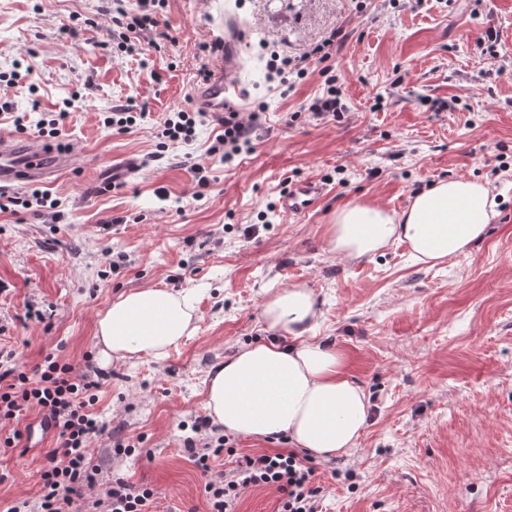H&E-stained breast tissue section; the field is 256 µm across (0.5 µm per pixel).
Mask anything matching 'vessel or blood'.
<instances>
[{
    "label": "vessel or blood",
    "instance_id": "obj_1",
    "mask_svg": "<svg viewBox=\"0 0 512 512\" xmlns=\"http://www.w3.org/2000/svg\"><path fill=\"white\" fill-rule=\"evenodd\" d=\"M216 22L224 28V40L231 46L223 60L215 67L208 79L197 85L192 92L195 107L209 112L216 118L225 113L241 111L249 96V86L239 76V58L235 52L245 33L236 19L229 14H219ZM72 152L69 146L42 137L0 131V192L19 187L48 182L70 169ZM143 168L142 159L134 154L125 156L113 164L111 178L97 177L90 187L92 195L110 191L113 184L136 176ZM321 186L309 181L289 188L283 194L280 205L292 216L309 212L319 201Z\"/></svg>",
    "mask_w": 512,
    "mask_h": 512
}]
</instances>
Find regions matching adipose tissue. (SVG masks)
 Segmentation results:
<instances>
[{"label":"adipose tissue","instance_id":"ef3b65f1","mask_svg":"<svg viewBox=\"0 0 512 512\" xmlns=\"http://www.w3.org/2000/svg\"><path fill=\"white\" fill-rule=\"evenodd\" d=\"M494 215L487 189L464 179H442L415 193L400 212L364 202L336 211L328 246L358 260L394 241L407 243L429 265L467 255ZM268 330L288 334L291 346L271 341L239 349L212 371L206 408L225 430L289 443L327 459L353 448L368 418L362 387L346 372L333 345L310 340L317 322L310 288L272 291L263 303ZM191 300L165 288L144 287L121 295L97 321L102 365L141 356L161 357L190 335Z\"/></svg>","mask_w":512,"mask_h":512}]
</instances>
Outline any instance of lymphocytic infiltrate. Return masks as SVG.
<instances>
[{
	"label": "lymphocytic infiltrate",
	"instance_id": "f902f5d3",
	"mask_svg": "<svg viewBox=\"0 0 512 512\" xmlns=\"http://www.w3.org/2000/svg\"><path fill=\"white\" fill-rule=\"evenodd\" d=\"M155 2L140 0L139 12L131 18L123 0H112L113 21L120 28L123 51L136 50V34L156 25ZM258 119L255 112L246 120L239 113H227L224 129L216 135L209 155H221L230 164L250 153L251 134ZM72 371L70 364L49 353L28 373L15 366L12 351L0 349V424L20 419L34 408L60 442L46 455L38 501L18 502L7 512H155L152 489L120 478L113 480L104 497L84 499V488L95 485L99 472L92 463L88 441L91 436L104 434L107 425L95 410L98 381L76 380ZM269 486L281 494L277 512H317L320 489L314 484V470L307 457L293 451L237 457L228 476L205 484L209 512H236L241 489Z\"/></svg>",
	"mask_w": 512,
	"mask_h": 512
}]
</instances>
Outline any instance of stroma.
I'll use <instances>...</instances> for the list:
<instances>
[{
	"label": "stroma",
	"mask_w": 512,
	"mask_h": 512,
	"mask_svg": "<svg viewBox=\"0 0 512 512\" xmlns=\"http://www.w3.org/2000/svg\"><path fill=\"white\" fill-rule=\"evenodd\" d=\"M219 9L247 34V109L265 113L253 153L232 168L207 154L213 119L193 142L160 140L199 68L218 59ZM157 19L125 53L109 0H0V71L27 72L0 98L16 112L79 101L63 135L74 165L47 185L57 217L0 212V347L23 370L53 349L91 375L112 301L143 287L196 298L194 332L166 357L109 366L96 408L136 450L117 457L111 439H92L94 496L121 477L153 489L157 512H209L204 485L235 456L201 470L180 426L207 417L212 365L270 340L269 291L300 284L319 307L314 336L341 353L370 405L356 448L312 461L321 512H512V0H165ZM331 35L327 62L283 92L275 56ZM327 67L342 110L317 118L307 106ZM117 104L137 115L128 128L100 120ZM126 153L142 173L90 195L89 181ZM450 178L487 186L495 202L468 255L429 266L402 242L360 260L330 252L326 229L345 203L399 212ZM311 180L324 188L314 209H278L286 187ZM55 446L49 434L0 447V512L39 499Z\"/></svg>",
	"instance_id": "35a3bbf8"
}]
</instances>
